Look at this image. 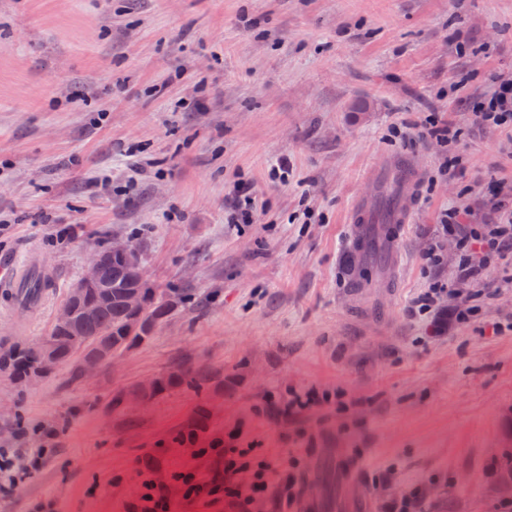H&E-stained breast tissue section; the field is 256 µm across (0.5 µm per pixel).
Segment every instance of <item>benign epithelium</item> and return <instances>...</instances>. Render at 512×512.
<instances>
[{
    "label": "benign epithelium",
    "mask_w": 512,
    "mask_h": 512,
    "mask_svg": "<svg viewBox=\"0 0 512 512\" xmlns=\"http://www.w3.org/2000/svg\"><path fill=\"white\" fill-rule=\"evenodd\" d=\"M114 258L126 263L132 270L134 283L119 293L120 303L131 313L129 330L151 336L161 324V317L145 311L146 296L140 256L137 248L128 240L114 239L107 252L98 250L92 254L91 261L80 279L69 288L67 298L56 311L54 333L37 345L38 362L36 366L21 378L27 385L40 383L61 363L63 349L69 350V365L81 378H92L99 369L110 366L123 353L111 342L103 339L95 349L93 359L84 358L87 342L79 328L78 322L88 321L112 302L113 292L100 280V271L104 261ZM157 386L152 379L141 384L133 393L123 397L127 404H146Z\"/></svg>",
    "instance_id": "benign-epithelium-1"
}]
</instances>
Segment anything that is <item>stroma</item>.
<instances>
[{"label":"stroma","instance_id":"obj_1","mask_svg":"<svg viewBox=\"0 0 512 512\" xmlns=\"http://www.w3.org/2000/svg\"><path fill=\"white\" fill-rule=\"evenodd\" d=\"M492 73L512 76V0H0V255L52 283L33 303L0 293V359L49 336L115 238L151 286L196 296L91 379L62 365L28 386L0 369V452L56 435L0 512H130L151 456L172 512H233L173 478L216 467L166 444L202 408L208 434L296 449L306 476L340 449L372 512L413 492L418 512H512V282L493 281L470 324L412 311L432 280L457 301L475 290L442 211L481 223L490 177L512 195V126L477 129L462 104ZM433 108L462 131L464 177L441 175V146L418 134ZM401 161L406 221L376 225L380 257L349 268L351 212L378 209ZM238 182L256 198L249 224L224 221ZM184 365L213 384L122 404ZM309 388L344 408L288 421L270 405Z\"/></svg>","mask_w":512,"mask_h":512}]
</instances>
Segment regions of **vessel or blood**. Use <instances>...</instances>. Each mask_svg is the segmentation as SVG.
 Wrapping results in <instances>:
<instances>
[{"label": "vessel or blood", "mask_w": 512, "mask_h": 512, "mask_svg": "<svg viewBox=\"0 0 512 512\" xmlns=\"http://www.w3.org/2000/svg\"><path fill=\"white\" fill-rule=\"evenodd\" d=\"M316 470L318 490L301 497L298 512H369L366 498L349 492L353 470L338 449H327Z\"/></svg>", "instance_id": "b4317fda"}]
</instances>
